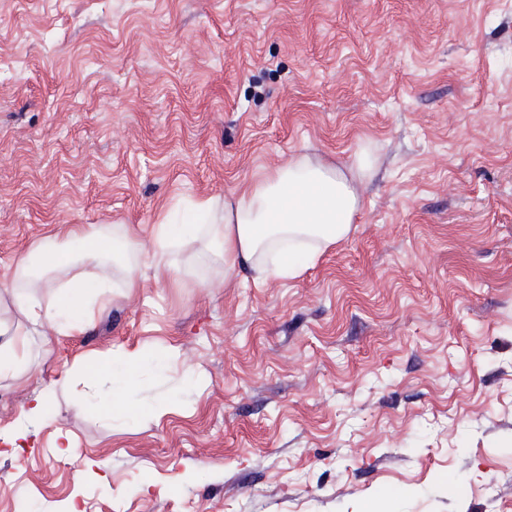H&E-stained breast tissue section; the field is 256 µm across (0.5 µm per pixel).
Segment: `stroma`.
<instances>
[{
	"instance_id": "stroma-1",
	"label": "stroma",
	"mask_w": 512,
	"mask_h": 512,
	"mask_svg": "<svg viewBox=\"0 0 512 512\" xmlns=\"http://www.w3.org/2000/svg\"><path fill=\"white\" fill-rule=\"evenodd\" d=\"M376 165L288 281L147 265L0 381V427L80 357L172 346L108 418L58 395L0 438V512H512L506 0H0V277L64 224L150 228L285 158Z\"/></svg>"
}]
</instances>
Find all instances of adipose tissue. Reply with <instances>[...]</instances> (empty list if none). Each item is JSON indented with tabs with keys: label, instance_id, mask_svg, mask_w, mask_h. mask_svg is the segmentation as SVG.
I'll return each instance as SVG.
<instances>
[{
	"label": "adipose tissue",
	"instance_id": "obj_1",
	"mask_svg": "<svg viewBox=\"0 0 512 512\" xmlns=\"http://www.w3.org/2000/svg\"><path fill=\"white\" fill-rule=\"evenodd\" d=\"M372 170L371 160L364 155L346 164L307 154L292 156L224 199L193 202V219L175 224L168 215H158L148 250L133 228L115 236L103 224H71L38 239L16 262L9 287L0 290V303L9 302L24 319L0 341V380L18 372L32 331L76 336L92 326L111 297L113 264H121L122 286L130 295L140 286L135 266L145 253L157 281L175 282L179 260L173 245L203 237L223 257L225 273L237 275L252 268L266 280L299 276L324 250L348 237ZM85 264L92 265V272L82 273ZM68 269L72 277L53 287L47 272ZM171 358V351L140 347L113 359L77 360L37 394L17 424L1 427L0 437L17 440L23 435V424L50 417L57 393L79 386L93 389L103 382L110 385L103 395L106 408H119L126 417L161 418L172 408V401L144 406L131 403L128 395L146 363L162 368Z\"/></svg>",
	"mask_w": 512,
	"mask_h": 512
}]
</instances>
